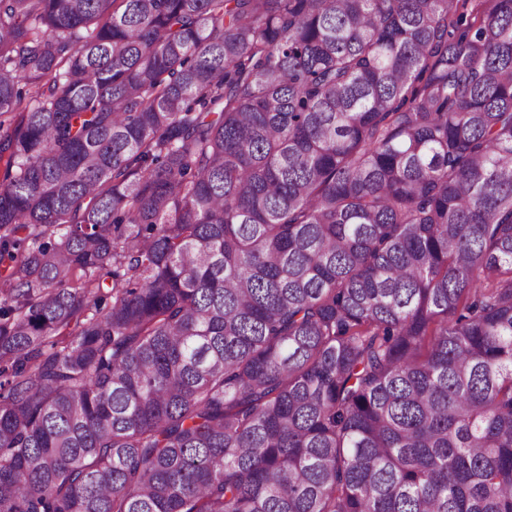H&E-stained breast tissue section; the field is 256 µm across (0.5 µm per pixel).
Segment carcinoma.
Here are the masks:
<instances>
[{"instance_id":"obj_1","label":"carcinoma","mask_w":512,"mask_h":512,"mask_svg":"<svg viewBox=\"0 0 512 512\" xmlns=\"http://www.w3.org/2000/svg\"><path fill=\"white\" fill-rule=\"evenodd\" d=\"M0 512H512V0H0Z\"/></svg>"}]
</instances>
